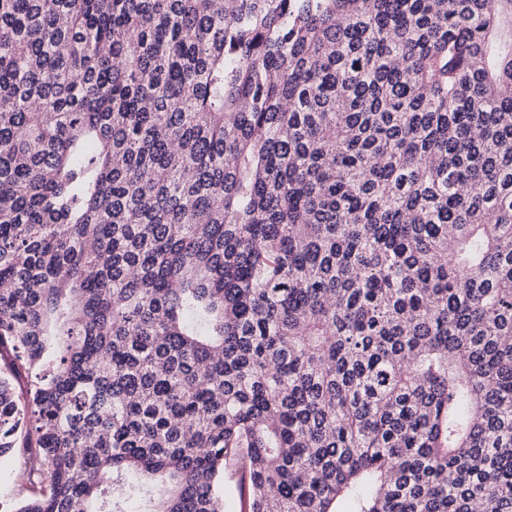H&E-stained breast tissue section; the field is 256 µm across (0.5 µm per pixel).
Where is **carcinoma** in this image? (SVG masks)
<instances>
[{"mask_svg": "<svg viewBox=\"0 0 512 512\" xmlns=\"http://www.w3.org/2000/svg\"><path fill=\"white\" fill-rule=\"evenodd\" d=\"M11 452V512H512V0H0ZM26 459L18 454L0 457V512L1 501L3 508L9 507L12 502L26 496L29 492L22 483L21 472L25 468Z\"/></svg>", "mask_w": 512, "mask_h": 512, "instance_id": "cac0c4a2", "label": "carcinoma"}]
</instances>
